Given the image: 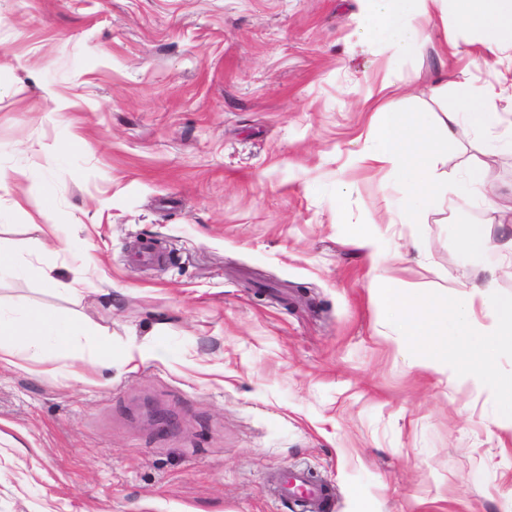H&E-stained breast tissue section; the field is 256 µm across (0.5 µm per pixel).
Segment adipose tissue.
<instances>
[{
  "instance_id": "1",
  "label": "adipose tissue",
  "mask_w": 512,
  "mask_h": 512,
  "mask_svg": "<svg viewBox=\"0 0 512 512\" xmlns=\"http://www.w3.org/2000/svg\"><path fill=\"white\" fill-rule=\"evenodd\" d=\"M373 5L360 19L366 41L394 56L421 54L425 42L418 28L406 19L407 12L428 18L433 12L455 9L460 21L479 29L488 50H512V0H372ZM512 100V82L477 91L469 79L455 84L452 107L436 115L419 110L378 109L371 126L362 160L388 166L402 186V196L389 216L411 223L420 206L434 194L437 186L432 170L435 149L429 136L430 127H438L448 141H455L460 129L485 130L502 122L498 103ZM0 335L12 338L9 346L0 345V365L16 360L44 361L43 343L47 340L74 347L90 342L94 356H76L71 373L85 379L87 373L112 364V343L93 333L83 323L39 308L25 307L16 315L0 314Z\"/></svg>"
}]
</instances>
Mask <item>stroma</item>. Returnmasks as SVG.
Wrapping results in <instances>:
<instances>
[{
  "mask_svg": "<svg viewBox=\"0 0 512 512\" xmlns=\"http://www.w3.org/2000/svg\"><path fill=\"white\" fill-rule=\"evenodd\" d=\"M367 7L0 0V246L56 279L0 275V311L112 342L83 381L53 343L0 367V512H302L266 482L296 467L332 512H503L512 432L490 388L415 366L370 286L512 295V223L466 189L482 163L512 193V102L489 133L431 128L453 191L415 223H386L400 182L357 155L376 106L440 111L433 79L491 86L512 53L452 13L412 17L424 53L392 57L362 40ZM51 222L65 249L42 247ZM367 226L373 261L351 238Z\"/></svg>",
  "mask_w": 512,
  "mask_h": 512,
  "instance_id": "obj_1",
  "label": "stroma"
}]
</instances>
